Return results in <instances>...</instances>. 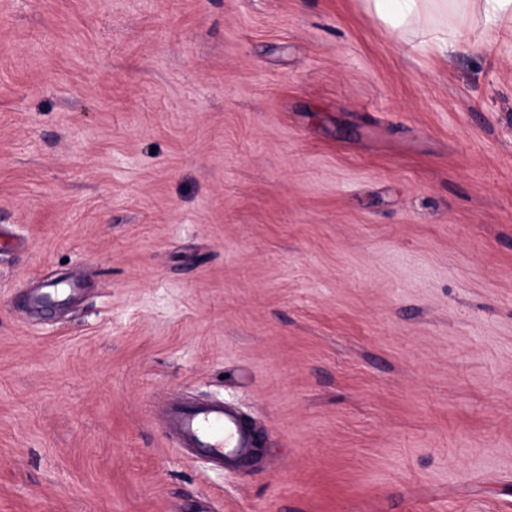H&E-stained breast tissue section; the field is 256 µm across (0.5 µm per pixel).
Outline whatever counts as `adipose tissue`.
Here are the masks:
<instances>
[{"instance_id": "ef3b65f1", "label": "adipose tissue", "mask_w": 512, "mask_h": 512, "mask_svg": "<svg viewBox=\"0 0 512 512\" xmlns=\"http://www.w3.org/2000/svg\"><path fill=\"white\" fill-rule=\"evenodd\" d=\"M388 33L415 49L453 52L465 33L483 24L497 36H512V0H366Z\"/></svg>"}]
</instances>
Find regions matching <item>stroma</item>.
Segmentation results:
<instances>
[{
  "label": "stroma",
  "mask_w": 512,
  "mask_h": 512,
  "mask_svg": "<svg viewBox=\"0 0 512 512\" xmlns=\"http://www.w3.org/2000/svg\"><path fill=\"white\" fill-rule=\"evenodd\" d=\"M470 41L0 0V512H512V42ZM183 400L261 462L180 448Z\"/></svg>",
  "instance_id": "stroma-1"
}]
</instances>
